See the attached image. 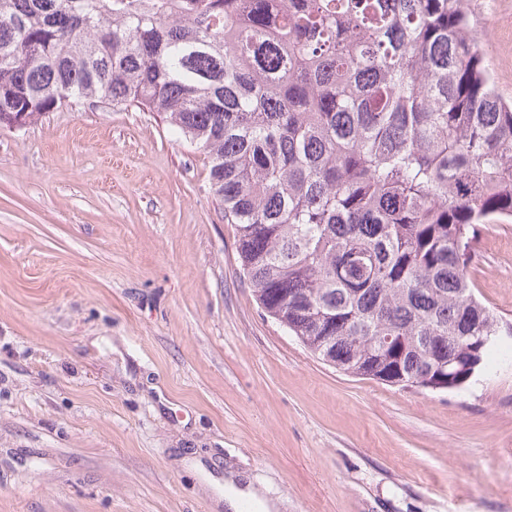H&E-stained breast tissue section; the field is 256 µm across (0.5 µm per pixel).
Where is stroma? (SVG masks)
I'll return each instance as SVG.
<instances>
[{
  "label": "stroma",
  "instance_id": "1",
  "mask_svg": "<svg viewBox=\"0 0 512 512\" xmlns=\"http://www.w3.org/2000/svg\"><path fill=\"white\" fill-rule=\"evenodd\" d=\"M512 99V0H467ZM204 154L85 104L0 128V512H512V363L453 391L317 359L244 278ZM475 293L512 322V224ZM241 478L242 476L239 474L230 473L228 478L224 479V507L226 509L239 508L241 501L245 498L258 502L263 509L275 507L258 498V492Z\"/></svg>",
  "mask_w": 512,
  "mask_h": 512
}]
</instances>
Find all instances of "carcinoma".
Masks as SVG:
<instances>
[{"instance_id": "obj_1", "label": "carcinoma", "mask_w": 512, "mask_h": 512, "mask_svg": "<svg viewBox=\"0 0 512 512\" xmlns=\"http://www.w3.org/2000/svg\"><path fill=\"white\" fill-rule=\"evenodd\" d=\"M100 101L205 154L265 315L318 359L452 391L512 323L475 295L512 222V104L465 0H0V127Z\"/></svg>"}]
</instances>
